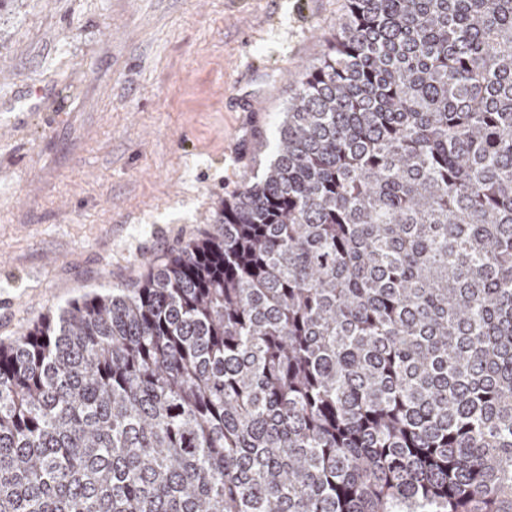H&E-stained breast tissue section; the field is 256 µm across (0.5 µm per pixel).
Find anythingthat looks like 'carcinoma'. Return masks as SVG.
I'll use <instances>...</instances> for the list:
<instances>
[{"instance_id": "obj_1", "label": "carcinoma", "mask_w": 512, "mask_h": 512, "mask_svg": "<svg viewBox=\"0 0 512 512\" xmlns=\"http://www.w3.org/2000/svg\"><path fill=\"white\" fill-rule=\"evenodd\" d=\"M217 223L0 345V512H512V0H347Z\"/></svg>"}]
</instances>
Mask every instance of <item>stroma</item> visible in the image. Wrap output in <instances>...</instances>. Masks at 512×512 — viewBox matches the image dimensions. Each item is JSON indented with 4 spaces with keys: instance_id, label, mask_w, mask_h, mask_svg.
<instances>
[{
    "instance_id": "stroma-1",
    "label": "stroma",
    "mask_w": 512,
    "mask_h": 512,
    "mask_svg": "<svg viewBox=\"0 0 512 512\" xmlns=\"http://www.w3.org/2000/svg\"><path fill=\"white\" fill-rule=\"evenodd\" d=\"M346 0H0V342L217 232Z\"/></svg>"
}]
</instances>
